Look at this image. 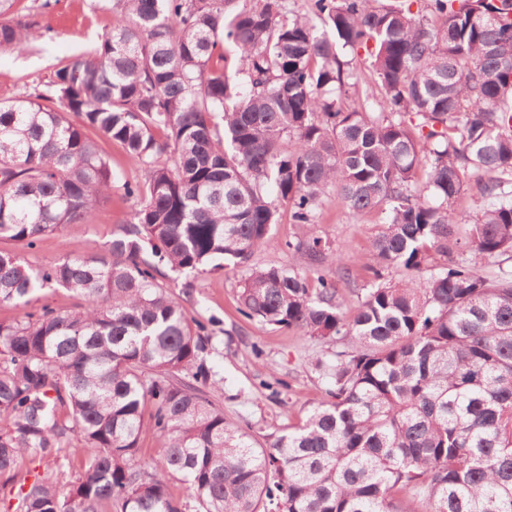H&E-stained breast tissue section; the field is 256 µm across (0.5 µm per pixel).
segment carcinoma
Masks as SVG:
<instances>
[{
    "instance_id": "1",
    "label": "carcinoma",
    "mask_w": 512,
    "mask_h": 512,
    "mask_svg": "<svg viewBox=\"0 0 512 512\" xmlns=\"http://www.w3.org/2000/svg\"><path fill=\"white\" fill-rule=\"evenodd\" d=\"M373 2L115 0L116 24L0 101L1 242L74 231L116 189L134 201L100 256L33 268L0 250V305L58 287L84 301L0 321V477L56 464L4 512H512V269L457 259L512 257V0ZM30 16L0 0V52L38 38ZM347 50L375 90L359 93ZM90 131L145 181L116 186ZM476 172L489 178L461 221ZM331 193L384 215L350 315L304 275L329 250L308 233ZM283 207L295 263L250 269L239 311L349 349L316 359L327 400L261 445L210 398L211 329L160 280L246 265ZM147 427L151 472L135 462ZM461 257L467 259L472 266L484 276H490L496 274L499 271V267H510L512 265V260H504L506 256L503 257H495V258H487V257H474V255L464 252Z\"/></svg>"
}]
</instances>
